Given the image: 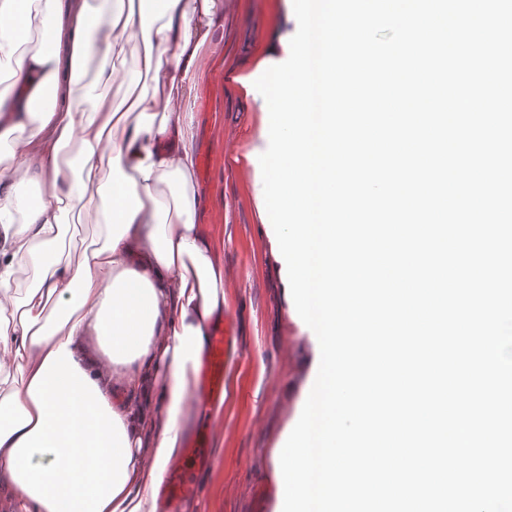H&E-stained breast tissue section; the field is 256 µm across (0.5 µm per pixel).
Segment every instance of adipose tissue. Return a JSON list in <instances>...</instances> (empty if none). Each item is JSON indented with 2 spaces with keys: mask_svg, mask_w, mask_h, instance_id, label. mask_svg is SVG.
I'll return each instance as SVG.
<instances>
[{
  "mask_svg": "<svg viewBox=\"0 0 512 512\" xmlns=\"http://www.w3.org/2000/svg\"><path fill=\"white\" fill-rule=\"evenodd\" d=\"M217 15L216 0H0V143L26 135L0 154V512L158 510L225 305L224 264L194 222L184 97ZM36 27L50 45L32 44ZM138 37L154 90L132 81L113 102L101 86ZM90 211L95 240L72 257L65 217Z\"/></svg>",
  "mask_w": 512,
  "mask_h": 512,
  "instance_id": "ef3b65f1",
  "label": "adipose tissue"
}]
</instances>
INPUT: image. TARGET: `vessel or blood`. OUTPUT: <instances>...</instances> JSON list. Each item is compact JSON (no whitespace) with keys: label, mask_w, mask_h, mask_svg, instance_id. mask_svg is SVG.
Here are the masks:
<instances>
[{"label":"vessel or blood","mask_w":512,"mask_h":512,"mask_svg":"<svg viewBox=\"0 0 512 512\" xmlns=\"http://www.w3.org/2000/svg\"><path fill=\"white\" fill-rule=\"evenodd\" d=\"M235 357V336L231 323L218 322L209 331L198 371L196 401L207 406L218 402L224 393L227 370ZM208 448L204 434L187 443L182 457L163 486L165 500L176 502L196 489V475L205 465Z\"/></svg>","instance_id":"obj_1"}]
</instances>
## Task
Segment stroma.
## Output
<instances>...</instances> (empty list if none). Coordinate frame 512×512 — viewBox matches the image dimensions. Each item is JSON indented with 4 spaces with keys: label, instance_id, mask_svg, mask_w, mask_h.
I'll list each match as a JSON object with an SVG mask.
<instances>
[{
    "label": "stroma",
    "instance_id": "obj_1",
    "mask_svg": "<svg viewBox=\"0 0 512 512\" xmlns=\"http://www.w3.org/2000/svg\"><path fill=\"white\" fill-rule=\"evenodd\" d=\"M287 0H224L215 48L204 49L187 103L194 149H207L208 171L192 179L194 220L221 248L225 316L240 357L228 372L224 411L206 420L187 403L185 434H208L209 462L194 495L159 512H273L272 457L308 393L317 342L292 317L280 266L263 232L245 153L258 145L260 114L238 78L253 70L258 43Z\"/></svg>",
    "mask_w": 512,
    "mask_h": 512
}]
</instances>
